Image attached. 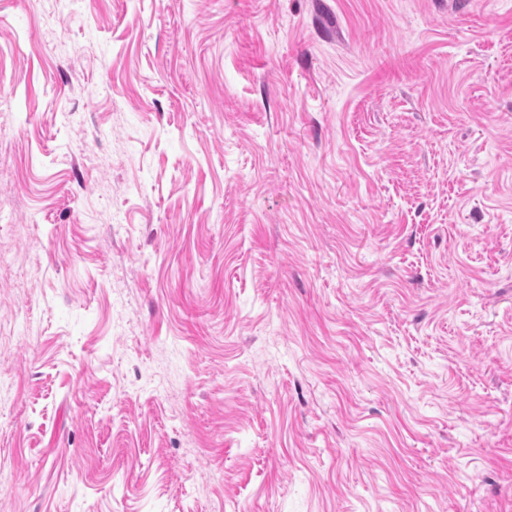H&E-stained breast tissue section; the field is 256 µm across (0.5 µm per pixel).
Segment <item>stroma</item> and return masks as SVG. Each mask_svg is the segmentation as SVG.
Listing matches in <instances>:
<instances>
[{"label": "stroma", "instance_id": "stroma-1", "mask_svg": "<svg viewBox=\"0 0 512 512\" xmlns=\"http://www.w3.org/2000/svg\"><path fill=\"white\" fill-rule=\"evenodd\" d=\"M0 512H512V0H0Z\"/></svg>", "mask_w": 512, "mask_h": 512}]
</instances>
